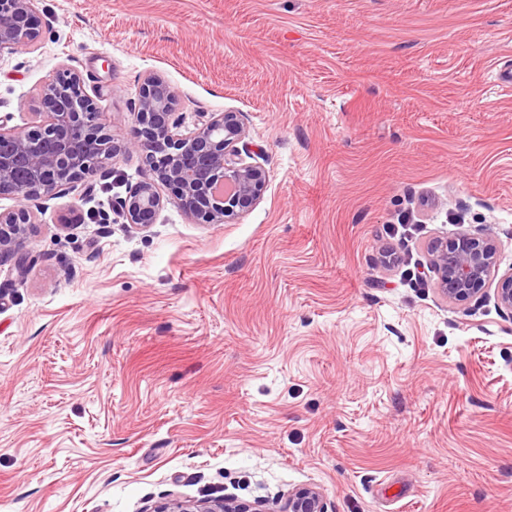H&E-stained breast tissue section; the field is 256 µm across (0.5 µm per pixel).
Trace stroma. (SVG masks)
I'll return each mask as SVG.
<instances>
[{
  "label": "stroma",
  "mask_w": 512,
  "mask_h": 512,
  "mask_svg": "<svg viewBox=\"0 0 512 512\" xmlns=\"http://www.w3.org/2000/svg\"><path fill=\"white\" fill-rule=\"evenodd\" d=\"M0 117L73 64L115 139L147 75L191 129L242 113L268 185L149 228L116 157L28 201L0 266V512H155L319 488L326 512H512V316L448 302L428 245L512 269V0H39ZM405 224L407 238L392 227Z\"/></svg>",
  "instance_id": "stroma-1"
}]
</instances>
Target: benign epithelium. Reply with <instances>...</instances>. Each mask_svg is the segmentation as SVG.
Returning a JSON list of instances; mask_svg holds the SVG:
<instances>
[{
    "mask_svg": "<svg viewBox=\"0 0 512 512\" xmlns=\"http://www.w3.org/2000/svg\"><path fill=\"white\" fill-rule=\"evenodd\" d=\"M36 0H0V54L37 42ZM177 92L162 77L144 79L134 105L135 125L118 141L106 131L80 74L67 68L49 78L38 97V125L9 127L0 121V196L55 198L74 191L120 154L137 153L150 177L119 198L125 223H155L164 205L159 188L173 193L182 210L205 224H228L256 206L268 174L250 155L248 130L239 112H213L185 133L178 132ZM32 213L24 206L0 212V263L19 256ZM429 269L448 301L493 298L512 315V269L499 273L497 242L489 233L460 229L430 246ZM158 512H263L232 499L186 503L177 499ZM279 512H326L316 487L288 492Z\"/></svg>",
    "mask_w": 512,
    "mask_h": 512,
    "instance_id": "1",
    "label": "benign epithelium"
}]
</instances>
